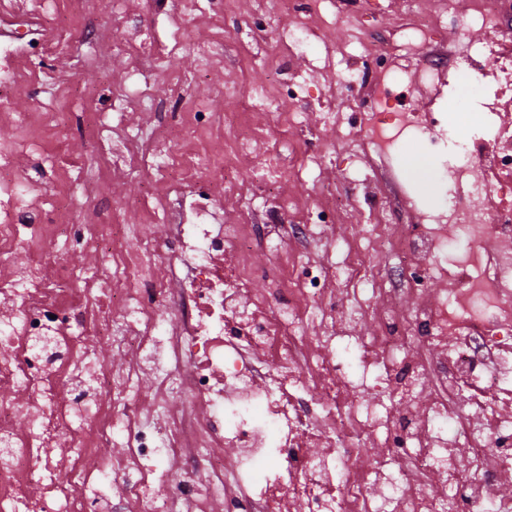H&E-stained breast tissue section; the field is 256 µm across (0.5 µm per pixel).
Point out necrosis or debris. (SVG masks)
I'll use <instances>...</instances> for the list:
<instances>
[{
  "mask_svg": "<svg viewBox=\"0 0 512 512\" xmlns=\"http://www.w3.org/2000/svg\"><path fill=\"white\" fill-rule=\"evenodd\" d=\"M213 18L247 13L254 28L285 38L252 87L243 111H212L170 97L175 144L121 140L126 167H147L172 231L128 239L94 209L74 213L65 195L30 197L18 160L42 140V116L13 111L33 86V60L91 40L63 18L61 0H29L0 11V122L18 138L0 147V512H104L90 488L113 479L130 512H512V0H437L417 20L412 50L377 38L343 43L325 66L348 87L375 91L368 122L377 148L411 140L447 151L448 208L420 222L388 223L404 189L392 168L364 182L373 224L365 240L400 248V265L298 261L356 212L326 195L299 208L266 199L291 180L279 152L242 185L234 172L269 134L292 140L304 128L313 88L290 68L324 32L328 0H211ZM170 14L175 31L155 58L183 47L196 0H140L142 15ZM478 26V38H448L449 24ZM171 84L190 74L169 69ZM475 78L480 122L465 140L433 108L419 110L393 88L442 92ZM247 187L235 214L227 193ZM112 259L108 277L78 276L57 254L60 235ZM476 248L442 258L449 235ZM264 250L272 264L253 266ZM267 287L256 292L257 280ZM345 280L371 286L381 304L356 306L327 294ZM369 320L358 340L361 371L335 354L334 338ZM321 334L311 335V326ZM371 375L360 403L346 395ZM155 381L140 399L142 375ZM432 388L429 401L415 402ZM123 450L104 457L115 428ZM385 452L370 457L371 443ZM442 491H429L433 479Z\"/></svg>",
  "mask_w": 512,
  "mask_h": 512,
  "instance_id": "necrosis-or-debris-1",
  "label": "necrosis or debris"
}]
</instances>
